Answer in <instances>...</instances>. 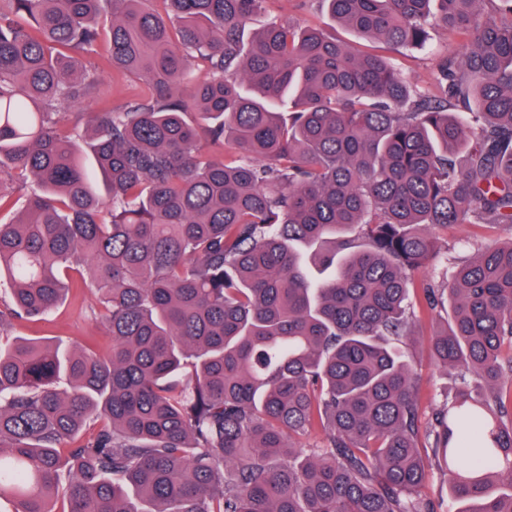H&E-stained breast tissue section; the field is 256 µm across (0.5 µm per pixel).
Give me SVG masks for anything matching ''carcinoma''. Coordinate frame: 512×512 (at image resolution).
Masks as SVG:
<instances>
[{
	"label": "carcinoma",
	"mask_w": 512,
	"mask_h": 512,
	"mask_svg": "<svg viewBox=\"0 0 512 512\" xmlns=\"http://www.w3.org/2000/svg\"><path fill=\"white\" fill-rule=\"evenodd\" d=\"M149 2L0 0V334L85 285L111 336L0 345V501L437 512L434 472L448 512H512V237L423 285L428 315L451 309L429 349L455 375L424 429L402 350L434 230L512 232V0H323L398 53L463 37L438 96L281 15L242 53L269 0ZM105 14L112 67L149 87L118 105L84 64ZM90 101L105 199L57 110Z\"/></svg>",
	"instance_id": "obj_1"
}]
</instances>
